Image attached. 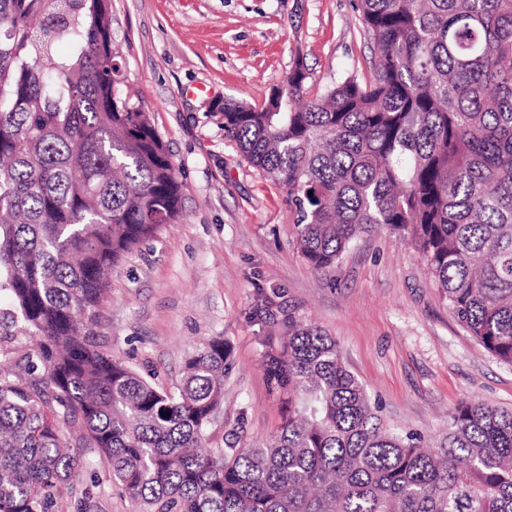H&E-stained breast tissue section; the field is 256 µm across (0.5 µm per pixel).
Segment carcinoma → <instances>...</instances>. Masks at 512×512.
<instances>
[{
  "instance_id": "carcinoma-1",
  "label": "carcinoma",
  "mask_w": 512,
  "mask_h": 512,
  "mask_svg": "<svg viewBox=\"0 0 512 512\" xmlns=\"http://www.w3.org/2000/svg\"><path fill=\"white\" fill-rule=\"evenodd\" d=\"M371 78L312 98L305 70L261 106L224 100V138L288 190L316 270L389 229L422 253L460 325L512 366V0H359ZM111 0H0V291L37 353L0 370V512H55L106 461L139 512H512V411L464 399L435 448L387 425L336 340L288 317L262 339L284 412L213 454L224 338L175 394L104 353L112 268L181 213L172 157L123 93Z\"/></svg>"
}]
</instances>
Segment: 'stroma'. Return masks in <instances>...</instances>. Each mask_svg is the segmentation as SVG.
I'll list each match as a JSON object with an SVG mask.
<instances>
[{"instance_id":"1","label":"stroma","mask_w":512,"mask_h":512,"mask_svg":"<svg viewBox=\"0 0 512 512\" xmlns=\"http://www.w3.org/2000/svg\"><path fill=\"white\" fill-rule=\"evenodd\" d=\"M358 0H112V41L124 86L167 145L183 213L126 256L94 328L112 356L167 389L210 336L230 348L224 401L206 429L211 449L274 434L280 406L262 365V336L287 316L332 336L346 367L380 401L385 422L440 440L466 397L512 411V367L457 322L421 254L397 233L362 235L341 261L313 269L295 245L288 192L249 167L224 137L225 100L259 105L296 64L309 94L371 76L375 47ZM272 299L257 308V289ZM11 342L0 362L37 346L0 292ZM56 512H134L105 462L87 454Z\"/></svg>"}]
</instances>
